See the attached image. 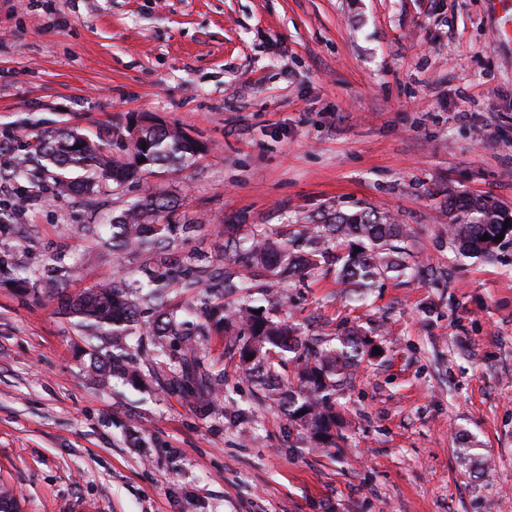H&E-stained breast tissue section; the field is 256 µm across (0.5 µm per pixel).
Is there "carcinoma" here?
<instances>
[{
  "instance_id": "1",
  "label": "carcinoma",
  "mask_w": 512,
  "mask_h": 512,
  "mask_svg": "<svg viewBox=\"0 0 512 512\" xmlns=\"http://www.w3.org/2000/svg\"><path fill=\"white\" fill-rule=\"evenodd\" d=\"M128 139L112 141L104 132L95 137L76 128H64L37 137L38 158H16L9 170L0 169V179L15 182L53 176L57 195L68 196L104 191L119 195L133 184L170 169L188 168L203 150V144L178 127H170L149 115L130 120ZM81 148H75V145ZM145 158L140 163L138 159ZM177 201L150 189L142 193L108 222L101 225L104 242L119 250L145 257L141 277L117 271L77 296L66 292L62 282L48 284L51 297L81 332L89 357L88 372L100 382L114 377L133 379L137 372L129 353L131 336L151 338L153 356L165 355L162 338L182 340L185 382L200 395L223 394L224 372L201 373L194 353L193 337L204 336L213 325L224 326L236 344L239 368L262 392V401L276 409L295 427L305 431L316 447L335 448L345 440L343 420L337 411L352 369L374 356L375 340L359 330L348 329L334 337L307 339L288 320L255 314L253 289L262 290L271 306L282 299L270 295L264 280L283 275L316 276L336 267V276L354 288H367L390 273H403L406 240L410 228L396 224L373 210L352 214L330 213L319 224H284L270 232L257 224H229L224 243V266L181 264L172 258L182 234L192 226L173 219ZM449 238L469 255L491 256L495 248L482 240L512 236V223L503 228L512 213L485 198L448 197ZM352 240L347 254L336 251V241ZM12 287L37 290L24 267L8 271ZM178 288L186 296L181 314L168 309V293ZM239 294L242 302L224 307V296ZM154 310L151 321L141 319V304ZM293 363L294 380L279 371L285 361Z\"/></svg>"
}]
</instances>
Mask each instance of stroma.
<instances>
[{
    "label": "stroma",
    "mask_w": 512,
    "mask_h": 512,
    "mask_svg": "<svg viewBox=\"0 0 512 512\" xmlns=\"http://www.w3.org/2000/svg\"><path fill=\"white\" fill-rule=\"evenodd\" d=\"M142 114L205 146L149 180L198 224L183 255L219 266L225 225L371 208L410 227L415 267L362 301L332 273L273 286L306 335L384 349L347 381L338 448L262 403L221 331L195 345L218 401L185 388L173 338L103 387L56 300L0 284L21 512H512V241L472 258L448 236L449 195L512 210V0H0V167L37 131L117 138ZM125 204L27 184L0 255L78 294L139 266L97 236Z\"/></svg>",
    "instance_id": "1"
}]
</instances>
